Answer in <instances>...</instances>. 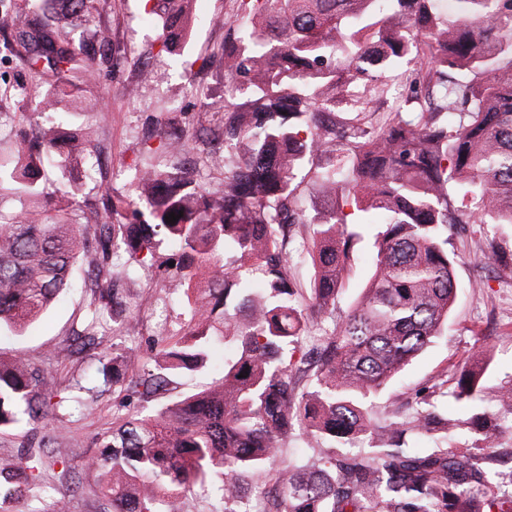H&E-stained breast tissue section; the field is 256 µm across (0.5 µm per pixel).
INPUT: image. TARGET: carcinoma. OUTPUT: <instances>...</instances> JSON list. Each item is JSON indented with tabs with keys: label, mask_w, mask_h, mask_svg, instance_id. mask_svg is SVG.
Wrapping results in <instances>:
<instances>
[{
	"label": "carcinoma",
	"mask_w": 512,
	"mask_h": 512,
	"mask_svg": "<svg viewBox=\"0 0 512 512\" xmlns=\"http://www.w3.org/2000/svg\"><path fill=\"white\" fill-rule=\"evenodd\" d=\"M65 17L90 20L93 0H67ZM239 0L235 35L224 43V75L239 90L207 112L224 113V191L211 195L188 172H135L130 191L83 211L75 164L92 156V126L49 124L47 112L89 108L68 88L121 49L102 31L104 52L89 55L34 7L10 14V35L26 65L65 77L20 113L15 150L0 158V182L32 207L0 206V332L20 333L71 287L77 260L91 257L84 331L94 334L117 306L138 314L161 298H132L113 264L125 248L168 301L184 304L177 328L140 352L112 345L103 379L129 402H149L176 379L207 367L228 340L235 352L210 386L148 413L112 414V436L93 461L112 512H182L195 485L219 482L224 512H242L245 478L274 463L295 432L320 461L282 465L260 512H512V448L495 443L512 385H486L483 351L435 376L409 414L383 423L370 398L388 387L440 334L453 311L455 257L450 224H512V0ZM190 0H158L159 40L171 50L188 35ZM159 148L184 155L197 143L159 133ZM245 154L221 163V150ZM51 173L68 182L41 189ZM326 201L310 216L302 184ZM183 213L175 222L165 219ZM380 217L372 274L336 317L344 275L360 235ZM313 226L295 252L285 229ZM165 248L159 256L157 250ZM312 267L299 288L295 262ZM317 332L301 357L300 343ZM138 376H128L131 370ZM451 396L455 413L436 411ZM55 382L25 354L0 359V431L30 426L38 454L0 460V500L39 488V472L65 464L45 420L62 408ZM468 427L482 443L457 447ZM429 438L435 446L417 448ZM361 444L349 453L345 448Z\"/></svg>",
	"instance_id": "cac0c4a2"
}]
</instances>
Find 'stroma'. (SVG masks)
<instances>
[{"label": "stroma", "mask_w": 512, "mask_h": 512, "mask_svg": "<svg viewBox=\"0 0 512 512\" xmlns=\"http://www.w3.org/2000/svg\"><path fill=\"white\" fill-rule=\"evenodd\" d=\"M91 17L94 25L108 30L114 44L125 50L116 67H104L87 81L90 92L100 97L102 113L68 114L70 124L91 123L97 128V152L79 175V196L96 201L106 195H123L135 170L178 165V158L157 149L158 131L177 126L190 130L221 126L218 114H201L200 96L222 98L224 40L227 21L237 12L238 0H192L189 35L177 51L165 50L148 15L150 0H96ZM151 77L141 73L143 65ZM55 81L50 70H31L19 54L0 50V88H23L27 96L44 92ZM352 269L343 283L341 307L358 297L370 275L368 260L372 227H362ZM512 254V224L483 232L476 224L448 227V249L460 258L456 266L459 292L448 325L441 336L374 402L380 417L408 408L416 390L450 370L452 365L479 348L493 354L488 382L498 385L512 380V264L494 265L483 258L488 242ZM88 296L77 288L64 294L25 335L0 339L4 350H23L54 378L62 396H81L85 373L95 371L102 357L112 354L113 344L147 349L148 340L164 321H175L181 306L156 309L154 314L134 317L117 310L103 317V328L93 346L58 360L55 352L73 333L81 331ZM122 393L98 385L85 406L55 424L52 435L67 453L73 473L71 483H60L53 471L41 473L43 492L39 499L27 497L0 500V512H52L58 498H65L70 512H111L112 505L101 489L100 473L91 461L112 433V412L121 404Z\"/></svg>", "instance_id": "1"}]
</instances>
